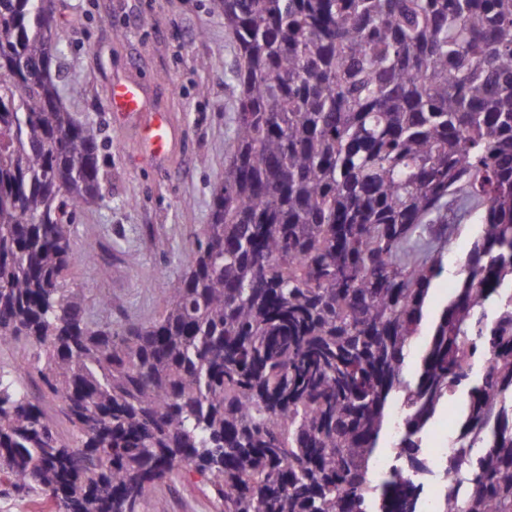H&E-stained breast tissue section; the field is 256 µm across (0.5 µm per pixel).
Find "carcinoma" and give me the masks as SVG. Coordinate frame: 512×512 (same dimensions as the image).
<instances>
[{"label": "carcinoma", "mask_w": 512, "mask_h": 512, "mask_svg": "<svg viewBox=\"0 0 512 512\" xmlns=\"http://www.w3.org/2000/svg\"><path fill=\"white\" fill-rule=\"evenodd\" d=\"M53 2L0 0V346L29 347L78 442L0 366V478L56 512H143L178 467L221 512H420L433 473L435 512H512V0H210L237 49L233 149L164 310L120 328L63 282L91 255L65 217L102 195ZM394 399L404 464L378 487ZM455 401L466 454L433 462ZM478 229L479 224H461L459 231L453 235L449 246L447 247L446 253V256L448 257L447 273H444L443 276L433 281L430 288V314L422 328V332L424 334L422 340L426 337V335L431 333V327L434 322L436 313L447 304L448 293L452 291V288H449L451 282L448 283V280L456 282L458 279L456 276V267L452 264L450 258L455 255L466 254L470 250L472 242L477 235ZM447 413H448V410L447 411L445 410L442 414H440L436 418L435 422L429 427V429L427 430V432L424 436L423 446L425 448H423V449H424L425 454L428 456H429V452H431V448H437V450L434 453V458H438V457L444 455L451 449V446L453 444V437H452L450 431L448 432L447 448H441L442 443H443L444 434H445V432L442 433V431H441V427H442L441 420H442L443 416H445Z\"/></svg>", "instance_id": "obj_1"}]
</instances>
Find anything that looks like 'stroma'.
I'll return each mask as SVG.
<instances>
[{
  "label": "stroma",
  "mask_w": 512,
  "mask_h": 512,
  "mask_svg": "<svg viewBox=\"0 0 512 512\" xmlns=\"http://www.w3.org/2000/svg\"><path fill=\"white\" fill-rule=\"evenodd\" d=\"M55 67L64 104L100 131L102 199L80 212L65 285L81 290L86 314L121 325L158 317L194 235L209 221L233 144L236 46L210 0H55ZM139 83L148 110L176 128L168 156L141 154L135 117L108 111L112 83ZM145 512H217L206 478L179 468L154 485Z\"/></svg>",
  "instance_id": "stroma-1"
}]
</instances>
